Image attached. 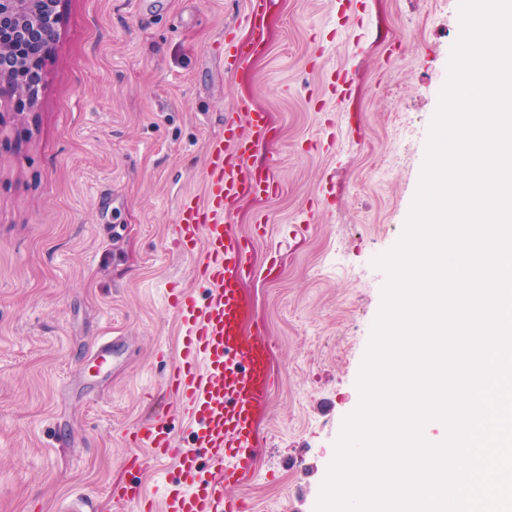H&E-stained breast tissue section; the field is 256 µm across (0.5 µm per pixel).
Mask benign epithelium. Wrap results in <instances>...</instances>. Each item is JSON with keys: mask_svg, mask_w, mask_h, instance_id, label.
Listing matches in <instances>:
<instances>
[{"mask_svg": "<svg viewBox=\"0 0 512 512\" xmlns=\"http://www.w3.org/2000/svg\"><path fill=\"white\" fill-rule=\"evenodd\" d=\"M60 0H0V99L35 103L42 69L56 35ZM21 42L39 51L21 59L7 44Z\"/></svg>", "mask_w": 512, "mask_h": 512, "instance_id": "1", "label": "benign epithelium"}]
</instances>
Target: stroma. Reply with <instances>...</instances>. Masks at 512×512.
Wrapping results in <instances>:
<instances>
[{
	"label": "stroma",
	"instance_id": "stroma-1",
	"mask_svg": "<svg viewBox=\"0 0 512 512\" xmlns=\"http://www.w3.org/2000/svg\"><path fill=\"white\" fill-rule=\"evenodd\" d=\"M247 0H61L39 98L0 112V512H124L115 483L158 500L174 461L129 434L194 424L163 381L184 329L168 301L196 256L175 244L184 196L204 195L206 146L247 101L270 133L274 193L234 201L253 237L243 285L277 384L253 439V512H316L400 241L458 41L459 0H272L268 48L224 68ZM351 86L337 100L332 74ZM265 225L255 234V225ZM104 338L120 342L106 366ZM144 466L126 470L127 454Z\"/></svg>",
	"mask_w": 512,
	"mask_h": 512
}]
</instances>
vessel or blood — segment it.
<instances>
[{
  "mask_svg": "<svg viewBox=\"0 0 512 512\" xmlns=\"http://www.w3.org/2000/svg\"><path fill=\"white\" fill-rule=\"evenodd\" d=\"M268 0H248L246 39H230L227 61L232 70L249 68L265 40ZM267 135L262 112H230L224 133L210 140L206 153L205 197L186 196L175 234L185 253L197 254L195 278L209 288L206 302L188 290L170 291L171 305L186 328L182 356L167 373V391L181 396L194 420L191 447H176L171 432L154 422L134 431V445L150 449L160 461L175 460L177 476L161 500L146 503L141 492L112 488L116 503L134 512H249L244 500L227 495L231 486L254 474L252 438L258 420L269 409L275 383L272 347L263 327L246 334L249 307L241 294L250 276L247 240L224 225L227 206L244 196L266 192L269 182L257 176V147ZM208 457L209 469L199 460Z\"/></svg>",
  "mask_w": 512,
  "mask_h": 512,
  "instance_id": "vessel-or-blood-1",
  "label": "vessel or blood"
}]
</instances>
